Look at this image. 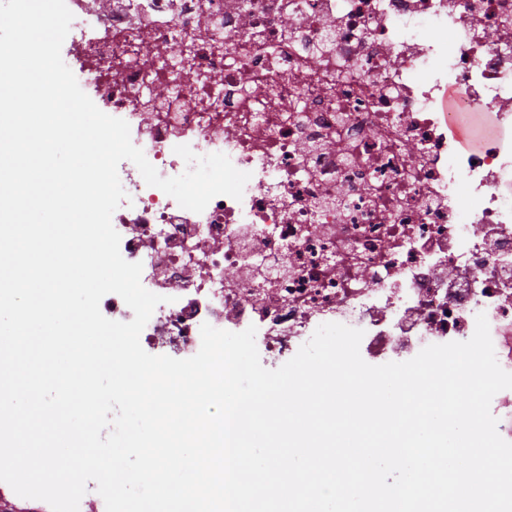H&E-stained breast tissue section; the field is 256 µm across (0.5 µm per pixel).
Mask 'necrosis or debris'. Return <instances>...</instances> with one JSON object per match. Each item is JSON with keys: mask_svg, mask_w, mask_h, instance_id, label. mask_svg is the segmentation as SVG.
Segmentation results:
<instances>
[{"mask_svg": "<svg viewBox=\"0 0 512 512\" xmlns=\"http://www.w3.org/2000/svg\"><path fill=\"white\" fill-rule=\"evenodd\" d=\"M66 4L65 64L161 177L178 145L250 175L195 213L120 164V252L165 298L142 346L185 359L202 324L253 325L276 366L336 322L381 365L482 313L512 372V0Z\"/></svg>", "mask_w": 512, "mask_h": 512, "instance_id": "necrosis-or-debris-1", "label": "necrosis or debris"}]
</instances>
